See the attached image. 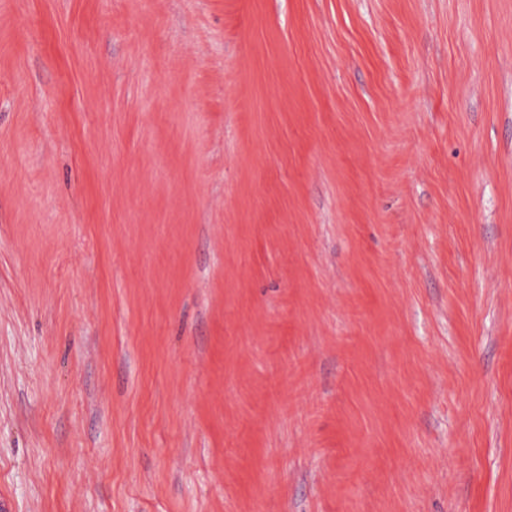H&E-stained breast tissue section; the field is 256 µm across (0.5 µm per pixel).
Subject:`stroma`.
Segmentation results:
<instances>
[{
	"label": "stroma",
	"instance_id": "1",
	"mask_svg": "<svg viewBox=\"0 0 512 512\" xmlns=\"http://www.w3.org/2000/svg\"><path fill=\"white\" fill-rule=\"evenodd\" d=\"M0 512H512V0H0Z\"/></svg>",
	"mask_w": 512,
	"mask_h": 512
}]
</instances>
